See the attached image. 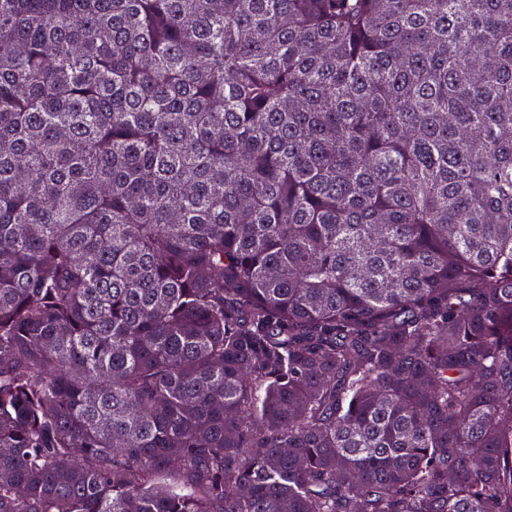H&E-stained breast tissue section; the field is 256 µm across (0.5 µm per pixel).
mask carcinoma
Returning a JSON list of instances; mask_svg holds the SVG:
<instances>
[{"label":"carcinoma","mask_w":512,"mask_h":512,"mask_svg":"<svg viewBox=\"0 0 512 512\" xmlns=\"http://www.w3.org/2000/svg\"><path fill=\"white\" fill-rule=\"evenodd\" d=\"M0 512H512V0H0Z\"/></svg>","instance_id":"obj_1"}]
</instances>
